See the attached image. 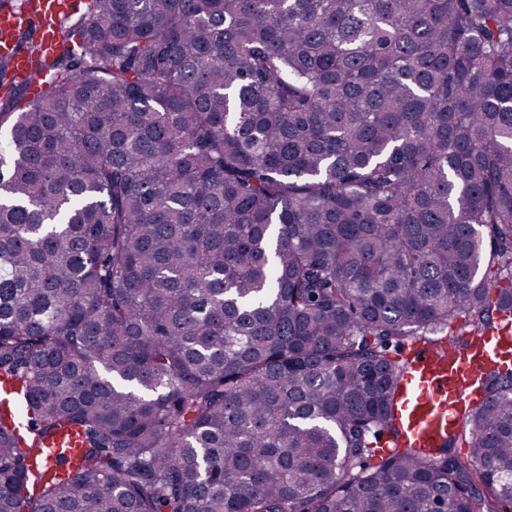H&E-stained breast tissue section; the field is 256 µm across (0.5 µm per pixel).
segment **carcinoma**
I'll return each instance as SVG.
<instances>
[{
    "label": "carcinoma",
    "instance_id": "cac0c4a2",
    "mask_svg": "<svg viewBox=\"0 0 512 512\" xmlns=\"http://www.w3.org/2000/svg\"><path fill=\"white\" fill-rule=\"evenodd\" d=\"M60 38L37 96L0 55V512H512V369L367 463L391 348L512 315V0H89ZM68 432L76 476L21 454Z\"/></svg>",
    "mask_w": 512,
    "mask_h": 512
}]
</instances>
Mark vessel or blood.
Listing matches in <instances>:
<instances>
[{"label":"vessel or blood","mask_w":512,"mask_h":512,"mask_svg":"<svg viewBox=\"0 0 512 512\" xmlns=\"http://www.w3.org/2000/svg\"><path fill=\"white\" fill-rule=\"evenodd\" d=\"M70 4L68 0H27L24 9L0 15V47L10 45V35L24 27L29 17H37L40 29L31 53L17 59L18 77L32 92H41L44 77L39 63L52 55L58 22ZM512 368V324L472 336L459 346L422 344L409 356L404 376L405 391L395 413L399 431L396 448L440 447L456 431L466 410L478 404L483 395L481 381L491 369ZM78 436L24 448L28 459L50 464L72 459Z\"/></svg>","instance_id":"obj_1"}]
</instances>
